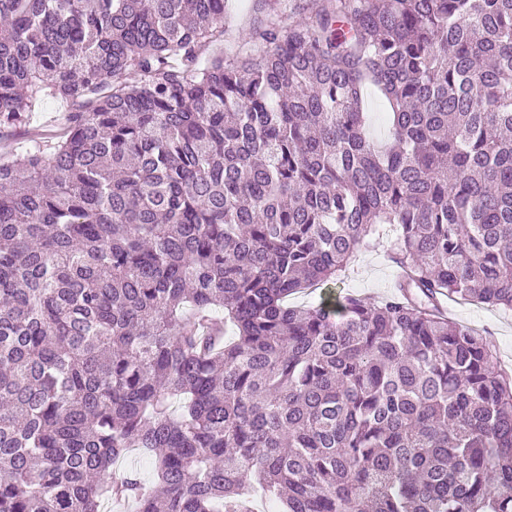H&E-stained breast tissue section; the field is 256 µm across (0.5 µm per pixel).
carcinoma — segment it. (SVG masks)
Segmentation results:
<instances>
[{
    "label": "carcinoma",
    "mask_w": 512,
    "mask_h": 512,
    "mask_svg": "<svg viewBox=\"0 0 512 512\" xmlns=\"http://www.w3.org/2000/svg\"><path fill=\"white\" fill-rule=\"evenodd\" d=\"M0 0V512H512V0ZM386 104L371 137L363 88ZM380 224L407 269L323 295ZM155 458L146 484L117 463ZM292 10L284 15L274 11H264L253 5V0H228L227 16L229 22V38L228 41L232 45L253 44L255 28L261 21L266 22L268 19L282 20V23L288 24V16L292 19L311 18L314 16L315 2L314 0H290ZM270 13V15H268ZM278 14V15H277ZM291 19V20H292ZM62 106L56 101L45 102L38 112H32L30 127L53 129L62 123ZM447 308L455 322L483 332L498 364L512 368V311L458 300L447 301Z\"/></svg>",
    "instance_id": "1"
}]
</instances>
